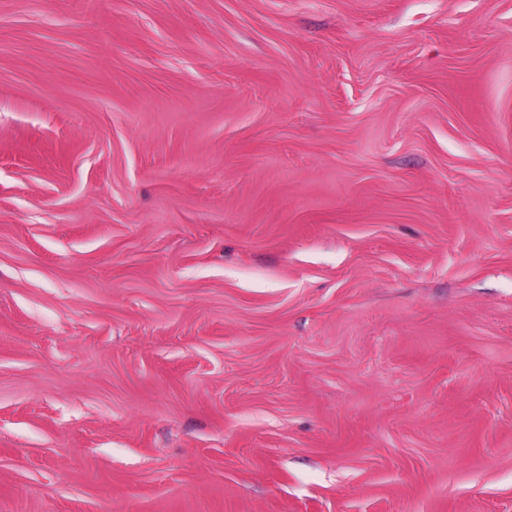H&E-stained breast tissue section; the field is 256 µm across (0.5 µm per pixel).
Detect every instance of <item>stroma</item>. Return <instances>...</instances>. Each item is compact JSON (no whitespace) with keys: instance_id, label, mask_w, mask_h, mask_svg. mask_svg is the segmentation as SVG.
<instances>
[{"instance_id":"obj_1","label":"stroma","mask_w":512,"mask_h":512,"mask_svg":"<svg viewBox=\"0 0 512 512\" xmlns=\"http://www.w3.org/2000/svg\"><path fill=\"white\" fill-rule=\"evenodd\" d=\"M0 512H512V0H0Z\"/></svg>"}]
</instances>
